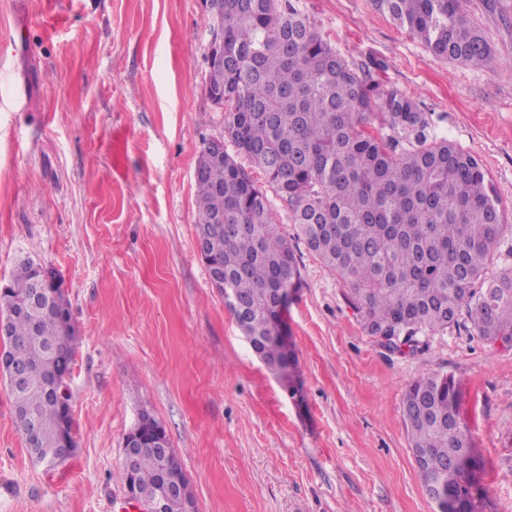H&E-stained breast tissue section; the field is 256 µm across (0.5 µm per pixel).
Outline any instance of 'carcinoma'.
Wrapping results in <instances>:
<instances>
[{"mask_svg": "<svg viewBox=\"0 0 512 512\" xmlns=\"http://www.w3.org/2000/svg\"><path fill=\"white\" fill-rule=\"evenodd\" d=\"M376 9L436 57L483 67L491 48L463 0H374ZM224 72L210 83L224 95V137L260 168L286 204L298 239L349 284L348 305L368 335L387 336L415 353L428 338L464 328L483 341L512 339V267L488 275L501 244L512 239L482 161L437 136L429 113L412 97L382 87L384 61L356 67L315 29L294 0H224ZM380 127L367 128V113ZM196 224L224 218L206 239L208 269L224 274L237 303L226 307L253 350L272 370L294 367L279 339L282 299L301 286L293 246L270 210L266 190L229 154L203 145L197 163ZM43 284L52 305L17 312L22 292ZM5 356L32 368L28 384L11 391L14 421L49 467L69 405L74 364L70 303L41 267L19 260L0 289ZM409 447L428 451L423 484L445 475L437 512H493L482 484L484 460L460 411L453 377L411 382L403 402ZM174 460L145 445L121 485L147 493L160 486Z\"/></svg>", "mask_w": 512, "mask_h": 512, "instance_id": "1", "label": "carcinoma"}]
</instances>
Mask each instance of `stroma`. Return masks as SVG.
I'll return each instance as SVG.
<instances>
[{
    "instance_id": "obj_1",
    "label": "stroma",
    "mask_w": 512,
    "mask_h": 512,
    "mask_svg": "<svg viewBox=\"0 0 512 512\" xmlns=\"http://www.w3.org/2000/svg\"><path fill=\"white\" fill-rule=\"evenodd\" d=\"M299 5L483 160L512 224V0L464 2L491 47L482 68L433 57L371 0ZM210 27L204 0H0V286L21 257L62 282L77 443L55 469L34 462L0 383V512H125L116 475L144 410L198 512H437L403 416L408 385L433 373L459 384L487 493L512 512V344L453 330L388 351L302 248L283 314L291 393L212 287L194 230L199 153L224 133Z\"/></svg>"
}]
</instances>
